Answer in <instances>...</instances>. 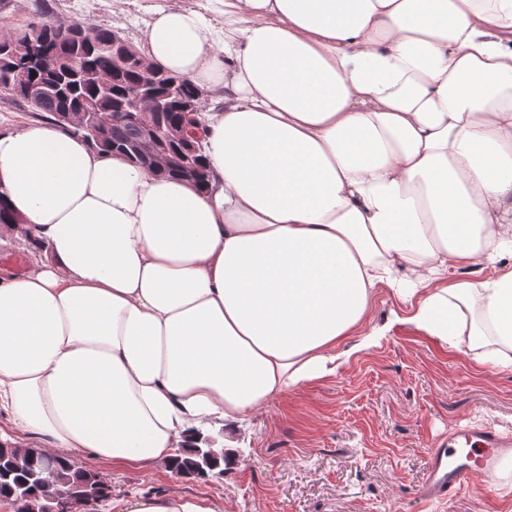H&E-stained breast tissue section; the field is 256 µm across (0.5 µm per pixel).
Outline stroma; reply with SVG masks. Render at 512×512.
<instances>
[{
  "instance_id": "35a3bbf8",
  "label": "stroma",
  "mask_w": 512,
  "mask_h": 512,
  "mask_svg": "<svg viewBox=\"0 0 512 512\" xmlns=\"http://www.w3.org/2000/svg\"><path fill=\"white\" fill-rule=\"evenodd\" d=\"M170 2L0 0V24L21 28L48 15L119 32L139 48L154 10ZM413 313L378 288L365 322L342 344L335 374L240 423V464L222 481L178 477L161 462L115 469L79 460L112 485L103 512H122L134 494L207 498L224 512H512V458L453 498L422 496L431 443L468 423L512 434V368H486L475 351L423 336ZM375 327L381 335L365 342Z\"/></svg>"
}]
</instances>
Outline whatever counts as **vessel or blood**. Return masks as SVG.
I'll use <instances>...</instances> for the list:
<instances>
[{
    "instance_id": "obj_1",
    "label": "vessel or blood",
    "mask_w": 512,
    "mask_h": 512,
    "mask_svg": "<svg viewBox=\"0 0 512 512\" xmlns=\"http://www.w3.org/2000/svg\"><path fill=\"white\" fill-rule=\"evenodd\" d=\"M512 456V437L484 425L458 427L447 439L434 443L423 487L428 500L455 496L480 473L490 477Z\"/></svg>"
}]
</instances>
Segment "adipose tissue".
<instances>
[{"mask_svg": "<svg viewBox=\"0 0 512 512\" xmlns=\"http://www.w3.org/2000/svg\"><path fill=\"white\" fill-rule=\"evenodd\" d=\"M174 0L144 54L221 94L207 187L44 122L0 134L34 266L0 274V414L55 456L166 461L335 373L376 288L512 367V0ZM124 512H219L138 494ZM187 9L197 11L217 29H224L225 0H174ZM499 272L498 268L486 265L481 260L466 267H449L448 280L482 279L493 276Z\"/></svg>", "mask_w": 512, "mask_h": 512, "instance_id": "ef3b65f1", "label": "adipose tissue"}]
</instances>
